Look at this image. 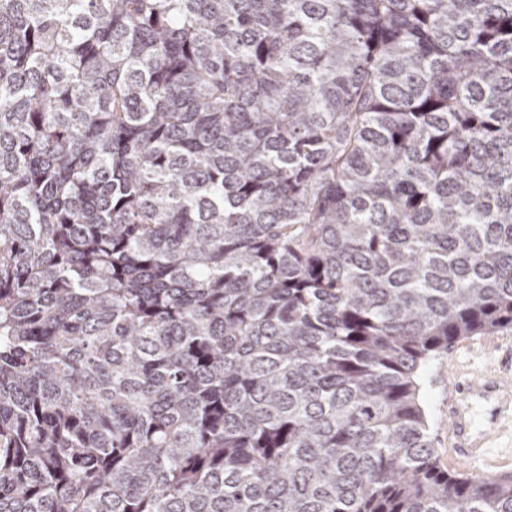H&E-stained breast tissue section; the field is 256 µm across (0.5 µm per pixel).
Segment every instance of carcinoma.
<instances>
[{"mask_svg": "<svg viewBox=\"0 0 512 512\" xmlns=\"http://www.w3.org/2000/svg\"><path fill=\"white\" fill-rule=\"evenodd\" d=\"M499 332L512 0H0V512H512ZM487 368H501L505 372L512 369V333L464 339L450 348L448 355L431 360L423 369L421 401L438 463L446 471L465 470L479 476H484V471H490V476L512 474V455L492 457L486 461L463 462L484 456L488 435L506 417L505 411L510 410L511 422L512 374L506 378L493 370L484 373L476 381L456 383L454 391L458 394V401L449 410L448 427V409L455 399L449 383L464 374L474 378ZM474 405L483 410L486 425L482 432L472 428ZM448 436L453 447L449 450L457 462L448 457Z\"/></svg>", "mask_w": 512, "mask_h": 512, "instance_id": "obj_1", "label": "carcinoma"}]
</instances>
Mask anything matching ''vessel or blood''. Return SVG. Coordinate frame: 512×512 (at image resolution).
<instances>
[{
    "label": "vessel or blood",
    "mask_w": 512,
    "mask_h": 512,
    "mask_svg": "<svg viewBox=\"0 0 512 512\" xmlns=\"http://www.w3.org/2000/svg\"><path fill=\"white\" fill-rule=\"evenodd\" d=\"M454 391L458 399L449 410L451 454L456 461H472L484 456L489 432L512 409V377L493 370L455 384Z\"/></svg>",
    "instance_id": "b4317fda"
}]
</instances>
